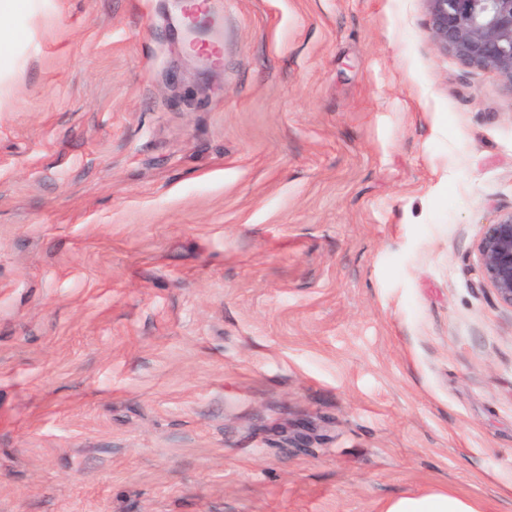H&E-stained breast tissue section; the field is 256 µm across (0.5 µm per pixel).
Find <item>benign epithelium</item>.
<instances>
[{
  "mask_svg": "<svg viewBox=\"0 0 512 512\" xmlns=\"http://www.w3.org/2000/svg\"><path fill=\"white\" fill-rule=\"evenodd\" d=\"M436 50L497 73L512 88V0H423ZM474 256L497 301L512 309V210L484 225Z\"/></svg>",
  "mask_w": 512,
  "mask_h": 512,
  "instance_id": "1",
  "label": "benign epithelium"
}]
</instances>
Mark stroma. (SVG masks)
Here are the masks:
<instances>
[{
    "instance_id": "obj_1",
    "label": "stroma",
    "mask_w": 512,
    "mask_h": 512,
    "mask_svg": "<svg viewBox=\"0 0 512 512\" xmlns=\"http://www.w3.org/2000/svg\"><path fill=\"white\" fill-rule=\"evenodd\" d=\"M0 24V512H512V91L422 0ZM473 254L485 286L502 306L512 309V209L484 225ZM386 512H479L473 505L449 496L446 493L435 492L418 499H399L390 504Z\"/></svg>"
}]
</instances>
